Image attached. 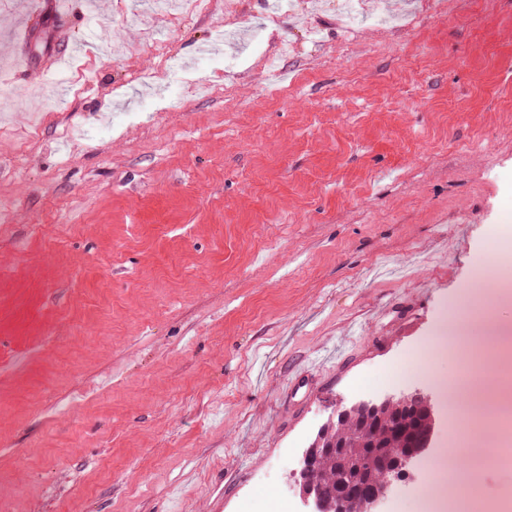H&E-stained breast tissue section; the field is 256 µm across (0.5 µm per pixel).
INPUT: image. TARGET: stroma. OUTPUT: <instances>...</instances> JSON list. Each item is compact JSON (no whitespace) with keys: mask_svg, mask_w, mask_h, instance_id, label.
<instances>
[{"mask_svg":"<svg viewBox=\"0 0 512 512\" xmlns=\"http://www.w3.org/2000/svg\"><path fill=\"white\" fill-rule=\"evenodd\" d=\"M48 2L0 0V512H302L328 415L414 387L435 436L384 508L420 512L466 430L435 381L476 355L428 352L444 305L512 318L476 286L512 271V0L349 29L334 0H67L25 34Z\"/></svg>","mask_w":512,"mask_h":512,"instance_id":"obj_1","label":"stroma"}]
</instances>
